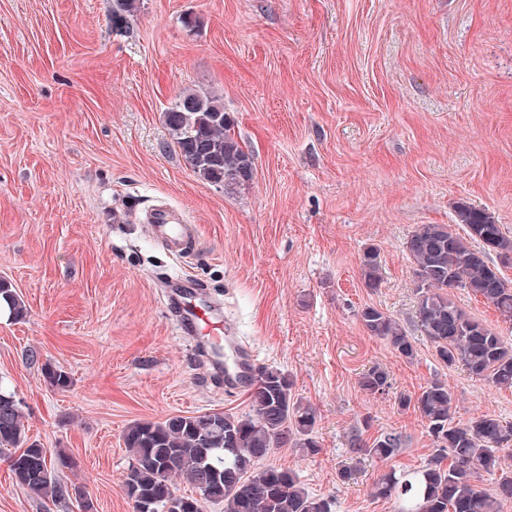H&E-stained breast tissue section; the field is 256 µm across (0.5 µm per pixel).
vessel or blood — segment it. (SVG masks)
<instances>
[{"label": "vessel or blood", "instance_id": "1", "mask_svg": "<svg viewBox=\"0 0 512 512\" xmlns=\"http://www.w3.org/2000/svg\"><path fill=\"white\" fill-rule=\"evenodd\" d=\"M152 237L170 254L195 250L199 244L198 227L186 223L182 215L165 205L153 208L146 216ZM167 305L177 312L182 336L193 340L201 359L226 389L239 390L257 375V360L248 343L232 335L222 312L213 304L201 285L169 288Z\"/></svg>", "mask_w": 512, "mask_h": 512}]
</instances>
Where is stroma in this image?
<instances>
[{
  "label": "stroma",
  "mask_w": 512,
  "mask_h": 512,
  "mask_svg": "<svg viewBox=\"0 0 512 512\" xmlns=\"http://www.w3.org/2000/svg\"><path fill=\"white\" fill-rule=\"evenodd\" d=\"M113 0H0V278L29 314L0 312V386L22 403L30 440L70 460L59 499L17 486L0 461V512H133L122 432L136 420L250 411L247 392L207 379L161 282L197 278L258 353L317 413L320 451L278 448L333 512H397L372 494L386 468L415 470L436 444L398 405L447 381L455 421L512 424V388L439 361L415 326L404 251L457 203L512 236V0H140L127 28ZM199 26H183L185 15ZM221 98L254 157L248 186L200 180L164 112L186 91ZM186 213L202 240L172 256L141 212ZM383 283L366 288L365 248ZM455 303L512 343V321L460 288ZM373 305L405 326L400 357L363 328ZM51 364L69 373L59 391ZM389 374L383 393L361 373ZM397 433L389 464L355 457L349 436ZM356 466L354 480L340 469ZM388 373L380 367H371L365 371L360 379L359 386L367 393L378 394L385 391L389 386Z\"/></svg>",
  "instance_id": "35a3bbf8"
}]
</instances>
